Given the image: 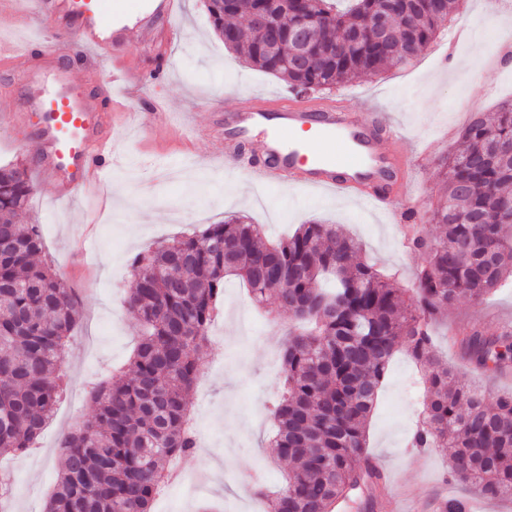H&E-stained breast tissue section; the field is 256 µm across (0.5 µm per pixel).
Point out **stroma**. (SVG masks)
<instances>
[{
  "label": "stroma",
  "instance_id": "obj_1",
  "mask_svg": "<svg viewBox=\"0 0 512 512\" xmlns=\"http://www.w3.org/2000/svg\"><path fill=\"white\" fill-rule=\"evenodd\" d=\"M494 26L480 0H460L447 29L411 64L327 93L346 111L383 116L395 131L386 140L389 153H424V160L402 169L388 188L394 194L406 187L415 203L412 224L399 209L314 194L288 183L263 184L258 143L249 144L247 161L226 156L219 120L250 107L253 98L288 94L287 84L226 49L202 0H181L176 18L153 20L151 43L128 49L150 82L134 94L114 92L131 115L112 130L111 196L91 191L62 198L56 185L40 182L21 217L22 223L38 225L44 257L74 293L79 319L64 362L66 390L52 421L34 451L0 457V468L12 475L9 512H43L61 467L59 445L92 413L94 383L119 379L127 370L139 331L125 304L136 254L176 235L200 233L231 215L264 225L272 241L299 225L326 221L353 239L357 260L375 265L397 287H412L421 258L408 247L411 231L427 236L438 231L428 212L440 196L439 159L454 150L472 112L489 119L512 102V61L499 63L493 75L485 73L486 62L498 55L488 36ZM26 40L59 47L76 81L87 85L93 84L94 72L106 75L113 68L106 51L97 68L87 66L58 22L31 4L19 6L17 21L0 26V41ZM25 94L15 72L0 67V165L18 160L36 165L35 124L16 118ZM290 320L282 310H258L238 281L226 282L216 334L199 352L202 379L192 412L200 446L182 457L183 482L169 485L151 512H200L207 504L219 512H264L244 473L263 468L274 487L290 468L267 445L273 430L268 407L281 382L277 342ZM466 324L490 333L512 324V286L480 303L463 299L450 306L434 336L439 355L459 376L492 395L512 391V370L503 375L473 371L449 345V330ZM417 377L411 357L398 351L366 428L368 452L385 465L388 490L371 497L353 493L348 512H433L431 499L443 495L447 456L435 449L421 454L410 446L422 409Z\"/></svg>",
  "mask_w": 512,
  "mask_h": 512
}]
</instances>
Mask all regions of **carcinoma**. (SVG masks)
<instances>
[{
  "label": "carcinoma",
  "instance_id": "cac0c4a2",
  "mask_svg": "<svg viewBox=\"0 0 512 512\" xmlns=\"http://www.w3.org/2000/svg\"><path fill=\"white\" fill-rule=\"evenodd\" d=\"M203 2L225 47L301 94L408 63L448 25L456 0H401L394 24L403 37L381 44L353 37L380 0H281L274 28L254 20L264 0ZM302 19L311 24L300 44L290 31ZM508 141L512 104L490 121L474 114L440 159L444 192L430 212L439 234L408 240L423 256L412 306L371 264L353 261L354 242L334 224H302L266 244L260 225L234 217L135 256L127 305L141 337L130 376L93 388L94 415L61 442L46 512H151L170 458L196 449L197 354L228 276L248 286L256 305L271 298L294 317L268 442L294 467L270 512H332L336 499L377 476L365 458L366 422L399 349L424 370L412 447L449 448L453 480L488 500L512 497V393L491 399L459 379L432 337L461 297L478 302L512 280V222L492 220L512 200V156L492 154ZM34 190L23 164L0 166V454L31 448L53 418L78 317L70 289L40 260L38 226L19 223ZM455 347L474 370L501 372L512 362V326L495 334L461 327Z\"/></svg>",
  "mask_w": 512,
  "mask_h": 512
}]
</instances>
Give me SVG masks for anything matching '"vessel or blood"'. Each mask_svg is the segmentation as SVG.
Wrapping results in <instances>:
<instances>
[{
	"mask_svg": "<svg viewBox=\"0 0 512 512\" xmlns=\"http://www.w3.org/2000/svg\"><path fill=\"white\" fill-rule=\"evenodd\" d=\"M36 4L41 14L57 16L76 30L89 62H96L103 48L123 57L121 71L111 74L110 82L139 74L136 60L125 55L127 46L147 34V24L130 21L141 11L139 0H36ZM31 55V46L0 44V63L18 64L35 87L23 101L20 115L35 113L41 118L38 174L43 180L63 183L71 197L106 175L112 161V115L99 110L66 67L31 64ZM224 124L230 129L224 138L226 153L242 155L243 144L259 139L268 158L259 176L267 184L288 181L348 196L364 185L368 191L360 195L362 201L378 203L379 189L390 173L411 165L409 158L386 151L384 124L322 104L285 98L257 101L248 109L225 113ZM302 130L324 142L322 155H313L310 144L298 141Z\"/></svg>",
	"mask_w": 512,
	"mask_h": 512,
	"instance_id": "obj_1",
	"label": "vessel or blood"
}]
</instances>
